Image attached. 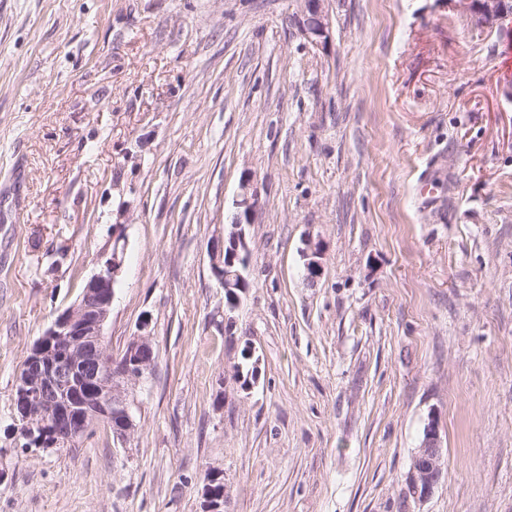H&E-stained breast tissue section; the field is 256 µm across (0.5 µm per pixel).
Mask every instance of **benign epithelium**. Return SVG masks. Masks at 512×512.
<instances>
[{"instance_id": "benign-epithelium-1", "label": "benign epithelium", "mask_w": 512, "mask_h": 512, "mask_svg": "<svg viewBox=\"0 0 512 512\" xmlns=\"http://www.w3.org/2000/svg\"><path fill=\"white\" fill-rule=\"evenodd\" d=\"M306 19L301 32L308 38H321L326 33L329 17L325 0H303ZM464 12L478 11L482 24L494 28L507 17L500 0H458ZM259 206L257 187L246 178L241 184L239 214L224 225V234L209 246L211 270L227 293V305L237 307L240 295L232 288L246 291L245 277L251 264L247 243V226L254 223ZM302 250L307 275L316 277L321 271V248L305 239ZM122 263L113 258L105 268L85 284L75 304L63 310L46 329L21 371L17 403L21 426L17 428L24 447L54 448L60 443L75 444L85 436L93 422L112 429L114 447L125 446L136 424L130 407V396L153 372L149 354L154 349L149 331L150 320L143 316L134 336L120 354L114 356L105 341L107 322L114 296V285L121 275ZM443 451L438 424L430 419L421 445L415 451L406 476L414 500H425L439 483L443 472ZM222 478L210 472L204 481L203 512H224L226 487L216 488Z\"/></svg>"}]
</instances>
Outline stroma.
I'll list each match as a JSON object with an SVG mask.
<instances>
[{
	"mask_svg": "<svg viewBox=\"0 0 512 512\" xmlns=\"http://www.w3.org/2000/svg\"><path fill=\"white\" fill-rule=\"evenodd\" d=\"M303 8L0 0V512H202L210 468L224 512H512V27L326 0L315 45ZM246 177L228 333L209 244ZM117 247L109 349L147 315L157 351L135 432L21 450L23 363ZM443 466L441 437L433 417L425 428L422 443L412 457L406 476L414 500L424 501L433 492L441 479Z\"/></svg>",
	"mask_w": 512,
	"mask_h": 512,
	"instance_id": "stroma-1",
	"label": "stroma"
}]
</instances>
